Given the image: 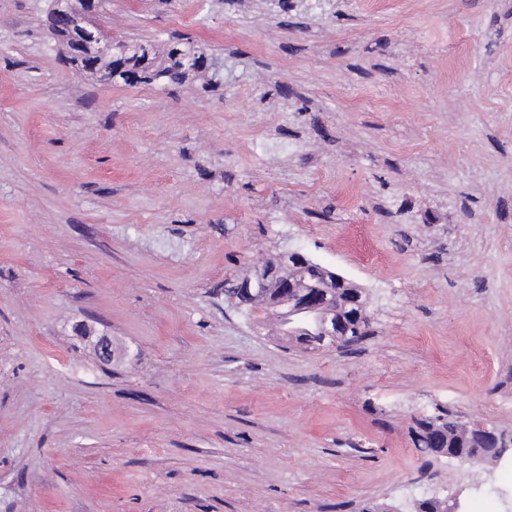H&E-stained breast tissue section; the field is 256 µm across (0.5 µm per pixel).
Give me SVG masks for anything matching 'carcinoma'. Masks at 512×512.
<instances>
[{
    "instance_id": "cac0c4a2",
    "label": "carcinoma",
    "mask_w": 512,
    "mask_h": 512,
    "mask_svg": "<svg viewBox=\"0 0 512 512\" xmlns=\"http://www.w3.org/2000/svg\"><path fill=\"white\" fill-rule=\"evenodd\" d=\"M60 42L67 48L69 63L77 64L79 71L109 81L121 79L151 84L162 79L171 84H180L190 74H205L211 68V61L204 52L179 43L170 46L163 59L159 60L151 56L149 47L133 39L125 41L126 52L119 58L102 52L92 43L78 50L68 39L62 38ZM260 270L264 272L263 284L254 297L247 298L240 293L241 285L248 279L246 275L227 280L224 296L229 301H235L239 307L272 312L278 321L280 335L286 341L303 351H317L357 343L368 335L371 318L364 315L368 297L356 284L325 267L313 274L288 252L269 258ZM284 274L296 285L286 298L277 293V283ZM313 288H321L328 294L327 307L336 310V318L342 322L338 335H327L320 329L314 316L294 314L300 294ZM467 429L468 422L444 412L414 419L411 439L414 447L423 452L432 447L433 437L437 435L445 437L451 445L463 442Z\"/></svg>"
}]
</instances>
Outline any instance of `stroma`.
I'll return each instance as SVG.
<instances>
[{
	"instance_id": "35a3bbf8",
	"label": "stroma",
	"mask_w": 512,
	"mask_h": 512,
	"mask_svg": "<svg viewBox=\"0 0 512 512\" xmlns=\"http://www.w3.org/2000/svg\"><path fill=\"white\" fill-rule=\"evenodd\" d=\"M49 5L0 0V512H512L511 460L409 437L438 404L512 435V0H99L223 59L176 86L78 73ZM289 250L371 336L225 301Z\"/></svg>"
}]
</instances>
